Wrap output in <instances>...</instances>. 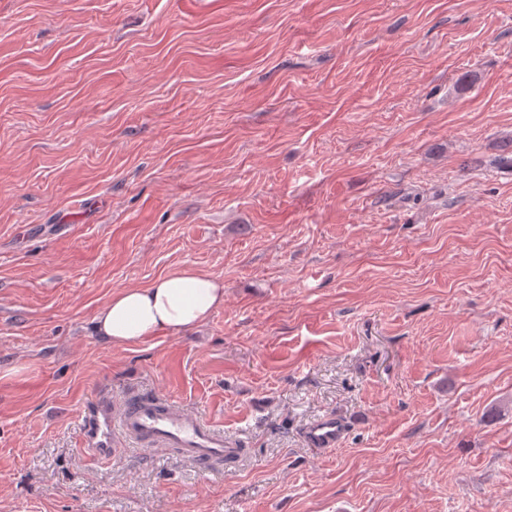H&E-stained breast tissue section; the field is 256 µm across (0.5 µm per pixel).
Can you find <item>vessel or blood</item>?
<instances>
[{
  "instance_id": "vessel-or-blood-1",
  "label": "vessel or blood",
  "mask_w": 512,
  "mask_h": 512,
  "mask_svg": "<svg viewBox=\"0 0 512 512\" xmlns=\"http://www.w3.org/2000/svg\"><path fill=\"white\" fill-rule=\"evenodd\" d=\"M120 433L150 449H177L183 458L202 466L240 454L223 432L167 401L135 399L117 408L101 397L84 408L81 445L88 456L99 461L115 457ZM345 434L342 420L326 416L307 425L302 436L309 447L328 453L342 444Z\"/></svg>"
}]
</instances>
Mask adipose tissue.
<instances>
[{"label":"adipose tissue","mask_w":512,"mask_h":512,"mask_svg":"<svg viewBox=\"0 0 512 512\" xmlns=\"http://www.w3.org/2000/svg\"><path fill=\"white\" fill-rule=\"evenodd\" d=\"M223 303V280L201 272H173L148 286L113 294L94 315V329L112 344H136L192 329Z\"/></svg>","instance_id":"obj_1"}]
</instances>
